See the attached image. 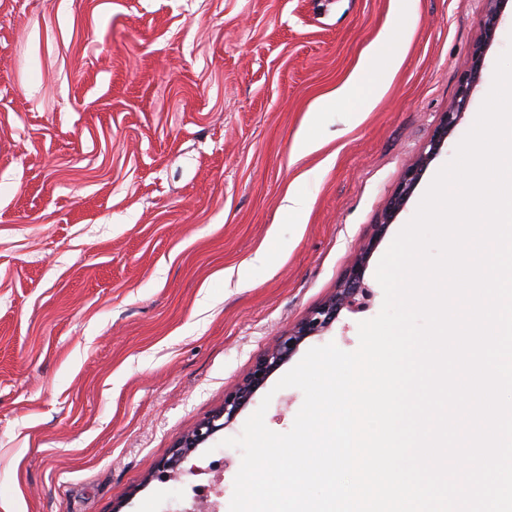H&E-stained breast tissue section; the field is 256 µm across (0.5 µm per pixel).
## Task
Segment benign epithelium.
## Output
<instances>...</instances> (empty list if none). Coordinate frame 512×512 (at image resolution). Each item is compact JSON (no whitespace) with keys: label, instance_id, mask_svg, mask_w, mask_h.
Listing matches in <instances>:
<instances>
[{"label":"benign epithelium","instance_id":"obj_1","mask_svg":"<svg viewBox=\"0 0 512 512\" xmlns=\"http://www.w3.org/2000/svg\"><path fill=\"white\" fill-rule=\"evenodd\" d=\"M488 9L485 15L481 40L476 46L470 69L462 76L455 97L448 105V111L436 128L429 144V151L420 155L415 163L405 172L397 191L390 198L380 220L378 230H383L391 223L397 213L404 207L412 195L417 182L429 160L444 144L461 115L466 112L474 86L479 80L483 67L485 47L493 38L497 20L499 0H486ZM362 260H357L344 284L336 295L323 306L313 310L295 330L277 337L270 350L254 365L252 371L232 392L224 396V406L207 420L198 424L191 432L182 436L177 442L170 458L161 465V472L166 476L179 470L182 461L199 445L204 443L216 431L234 419L238 412L251 399L257 389L264 384L269 375L288 360L298 345L308 336H314L329 327L340 311L349 305L353 296L361 290Z\"/></svg>","mask_w":512,"mask_h":512}]
</instances>
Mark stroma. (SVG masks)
I'll return each instance as SVG.
<instances>
[{
    "label": "stroma",
    "instance_id": "35a3bbf8",
    "mask_svg": "<svg viewBox=\"0 0 512 512\" xmlns=\"http://www.w3.org/2000/svg\"><path fill=\"white\" fill-rule=\"evenodd\" d=\"M484 16L485 0H0V512H186L211 483L229 506L241 452L224 439L266 396V426L289 431L303 394L276 382L310 348L356 350L380 312L377 265L512 44L502 0L467 111L377 232ZM366 57L387 81L372 100L350 86ZM366 244L354 306L162 478Z\"/></svg>",
    "mask_w": 512,
    "mask_h": 512
}]
</instances>
